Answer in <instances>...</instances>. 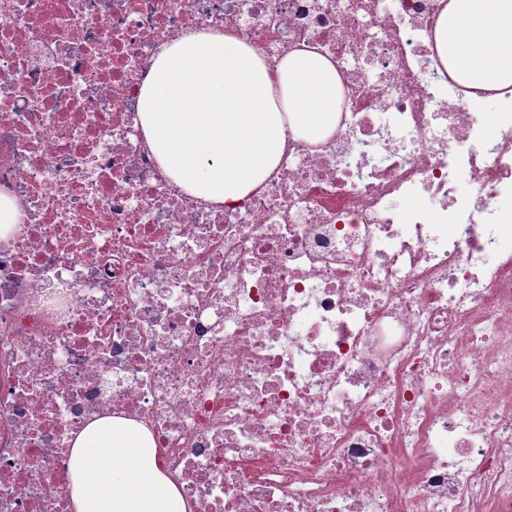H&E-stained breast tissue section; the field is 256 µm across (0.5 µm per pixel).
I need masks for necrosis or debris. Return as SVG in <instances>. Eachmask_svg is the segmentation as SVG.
I'll list each match as a JSON object with an SVG mask.
<instances>
[{"instance_id": "1", "label": "necrosis or debris", "mask_w": 512, "mask_h": 512, "mask_svg": "<svg viewBox=\"0 0 512 512\" xmlns=\"http://www.w3.org/2000/svg\"><path fill=\"white\" fill-rule=\"evenodd\" d=\"M450 0H0V512H72L75 436L145 426L187 512H512V86L458 82ZM233 30L341 82L233 206L139 123L159 46ZM495 98L499 109L486 117ZM419 198L401 211L397 201ZM22 213L18 203L9 195L0 194V239H5L14 224L21 220Z\"/></svg>"}]
</instances>
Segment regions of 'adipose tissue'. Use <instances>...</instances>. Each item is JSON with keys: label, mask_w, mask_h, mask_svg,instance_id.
<instances>
[{"label": "adipose tissue", "mask_w": 512, "mask_h": 512, "mask_svg": "<svg viewBox=\"0 0 512 512\" xmlns=\"http://www.w3.org/2000/svg\"><path fill=\"white\" fill-rule=\"evenodd\" d=\"M444 65L478 88L512 84V0H451L437 24ZM340 81L319 54L269 67L228 30H192L162 44L140 90L142 132L189 195L235 203L278 167L288 138L319 141L338 122ZM73 512H186L149 431L103 417L74 439Z\"/></svg>", "instance_id": "adipose-tissue-1"}]
</instances>
